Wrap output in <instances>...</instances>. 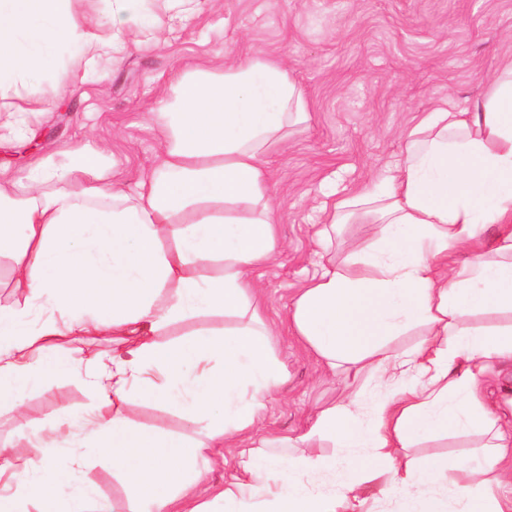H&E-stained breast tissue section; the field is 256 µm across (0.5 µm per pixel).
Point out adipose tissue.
Masks as SVG:
<instances>
[{"label": "adipose tissue", "mask_w": 512, "mask_h": 512, "mask_svg": "<svg viewBox=\"0 0 512 512\" xmlns=\"http://www.w3.org/2000/svg\"><path fill=\"white\" fill-rule=\"evenodd\" d=\"M73 0H0V86L40 74L52 45H71L85 65L117 59L124 30L142 27L141 0H110L102 33ZM305 95L283 65L254 60L222 76L181 79L175 101L153 119L162 136L160 162L130 191L104 179L101 152L70 150L59 168L0 180V254L9 253L19 287L67 318L27 324L24 312L0 309V407L20 409L48 372L86 371L102 411L82 426L131 487L126 502L96 499L89 485L59 499L67 462L43 451L42 473L20 474L24 454L0 448V512H210L192 491L203 480L204 449L235 448L224 484L226 512H360L365 483L404 497L406 512H512V321L478 326L481 313L512 317V62L464 108L438 106L403 131L404 152L381 177L337 192L323 206L322 237L340 224H373L371 244L323 268L294 299L289 319L328 370L366 371L393 384L371 422L354 401L329 406L308 431L249 447L253 427L285 369L270 348L273 326L259 305L253 266L277 248V216L265 155L278 146ZM497 229L493 239L483 225ZM220 312L224 329L172 345L162 330L189 317ZM419 328L424 341L402 354L393 337ZM89 333L112 339L110 364L77 349L58 357L59 338ZM498 386L486 402L488 383ZM148 404L175 403L203 437L188 440L132 428L129 393ZM442 430L484 435L477 466L401 451ZM317 438L334 448H370L344 467L309 451ZM303 454H295V447ZM336 473L326 489L308 475ZM484 484L507 486L480 495ZM452 479L453 495L434 492Z\"/></svg>", "instance_id": "ef3b65f1"}]
</instances>
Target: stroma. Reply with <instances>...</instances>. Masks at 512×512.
<instances>
[{"label": "stroma", "mask_w": 512, "mask_h": 512, "mask_svg": "<svg viewBox=\"0 0 512 512\" xmlns=\"http://www.w3.org/2000/svg\"><path fill=\"white\" fill-rule=\"evenodd\" d=\"M144 12L146 24L162 22L157 38L128 32L119 59L89 69L71 49L56 46L44 78L0 91V108L34 111L21 136L0 141V176L28 175L46 160L65 165L69 149L85 147L103 151L116 178L135 186L160 158L151 114L160 100L173 98L176 75H218L228 63L255 59L285 63L309 112L268 157L281 247L255 275L261 311L276 324L273 354L288 378L259 434L299 435L316 412L351 392L373 404L384 392L376 379L322 370L287 319L298 288L320 265L343 263L351 243L375 235V225L345 224L320 241V208L332 187L382 174L400 154L403 129L422 113L446 102L466 107L483 92L487 76L512 59V0H200L189 15L145 0ZM97 407L82 374L47 377L21 413L0 410V446L23 447L32 473L42 464V444L55 446L75 457L72 483L125 500L127 488L104 454L76 445L75 422ZM124 411L136 428L198 434L172 406L132 395ZM480 443L476 435L442 434L422 439L408 455L453 463Z\"/></svg>", "instance_id": "stroma-1"}]
</instances>
